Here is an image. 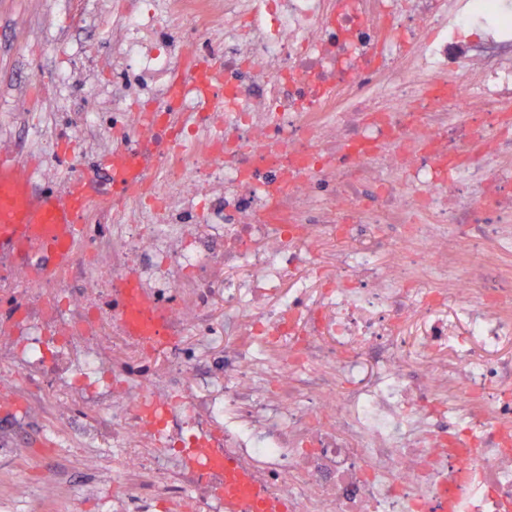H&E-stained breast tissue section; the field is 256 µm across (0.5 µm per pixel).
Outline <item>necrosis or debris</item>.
<instances>
[{
    "mask_svg": "<svg viewBox=\"0 0 512 512\" xmlns=\"http://www.w3.org/2000/svg\"><path fill=\"white\" fill-rule=\"evenodd\" d=\"M114 40L142 104L82 84L43 180L143 169L49 275L0 257V427L111 448L112 512H224L197 448L288 512H512V0H128Z\"/></svg>",
    "mask_w": 512,
    "mask_h": 512,
    "instance_id": "obj_1",
    "label": "necrosis or debris"
}]
</instances>
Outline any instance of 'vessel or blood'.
Wrapping results in <instances>:
<instances>
[{
    "label": "vessel or blood",
    "instance_id": "vessel-or-blood-1",
    "mask_svg": "<svg viewBox=\"0 0 512 512\" xmlns=\"http://www.w3.org/2000/svg\"><path fill=\"white\" fill-rule=\"evenodd\" d=\"M13 153H0V253L27 255L33 245H43L46 255L60 263L70 256L79 234L78 217L93 197L85 184L72 186L67 197L37 187L17 176ZM205 465L224 473V512H281L267 502L247 474L223 457H209Z\"/></svg>",
    "mask_w": 512,
    "mask_h": 512
}]
</instances>
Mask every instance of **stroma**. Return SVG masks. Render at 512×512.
<instances>
[{"label": "stroma", "instance_id": "35a3bbf8", "mask_svg": "<svg viewBox=\"0 0 512 512\" xmlns=\"http://www.w3.org/2000/svg\"><path fill=\"white\" fill-rule=\"evenodd\" d=\"M124 0H0V128L25 138L29 115L65 111L69 77L101 78L110 58L112 14ZM39 424L25 440L34 442L28 461L0 457V512H45L39 480L50 476L59 487L57 512H106L103 477L86 470L82 453L66 449L48 457L39 446Z\"/></svg>", "mask_w": 512, "mask_h": 512}]
</instances>
